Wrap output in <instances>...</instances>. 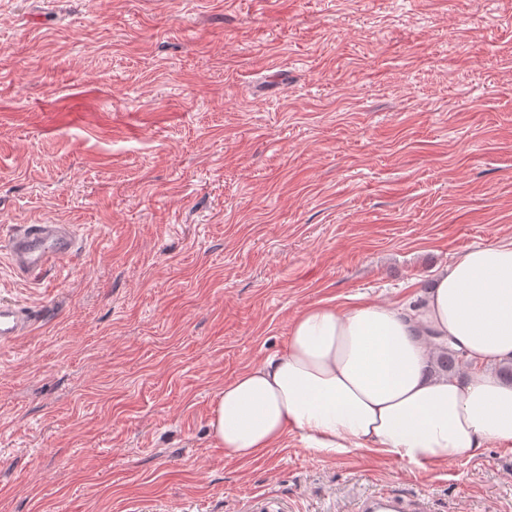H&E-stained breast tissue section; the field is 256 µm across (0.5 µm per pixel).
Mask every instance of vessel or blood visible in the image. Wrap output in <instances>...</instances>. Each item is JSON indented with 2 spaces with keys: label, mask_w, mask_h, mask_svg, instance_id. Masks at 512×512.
<instances>
[{
  "label": "vessel or blood",
  "mask_w": 512,
  "mask_h": 512,
  "mask_svg": "<svg viewBox=\"0 0 512 512\" xmlns=\"http://www.w3.org/2000/svg\"><path fill=\"white\" fill-rule=\"evenodd\" d=\"M79 248L70 224H24L10 238L8 254L14 270L25 277L47 272L72 257ZM35 316L25 306L0 302V346L24 339L33 329Z\"/></svg>",
  "instance_id": "obj_1"
}]
</instances>
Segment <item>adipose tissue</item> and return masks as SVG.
<instances>
[{
  "label": "adipose tissue",
  "instance_id": "obj_1",
  "mask_svg": "<svg viewBox=\"0 0 512 512\" xmlns=\"http://www.w3.org/2000/svg\"><path fill=\"white\" fill-rule=\"evenodd\" d=\"M471 369L434 375L439 344ZM512 240L464 253L414 304L355 297L291 319L286 352L264 359L216 396L210 433L228 459L258 458L287 433L313 453H380L409 467L512 443Z\"/></svg>",
  "mask_w": 512,
  "mask_h": 512
}]
</instances>
